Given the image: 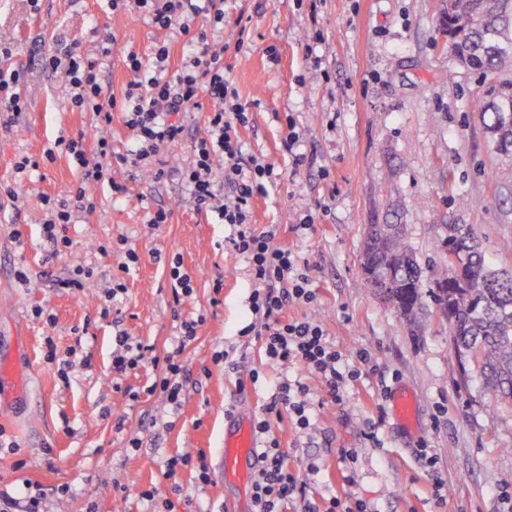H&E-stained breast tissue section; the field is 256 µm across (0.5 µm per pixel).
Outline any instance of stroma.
<instances>
[{"mask_svg": "<svg viewBox=\"0 0 512 512\" xmlns=\"http://www.w3.org/2000/svg\"><path fill=\"white\" fill-rule=\"evenodd\" d=\"M446 0H223L224 21L194 18L209 28L212 47H224V74L248 113L237 125L242 160L265 157L278 174L256 196L251 222L275 227V244L294 250L316 291L309 304L285 313L322 325L347 359L371 356L344 404L324 400L302 366L269 365L258 339L240 336L250 324L253 282L226 243L231 229L216 214L197 210L183 183L197 156L208 117L217 108L207 92L180 113L181 139L162 147V177L129 180L112 164L109 182L87 187L91 209L77 210L63 233L71 245L55 250L43 235V197L60 200L80 172L64 150L45 152L59 138L83 137L93 148L107 135L113 154L133 142L125 114L104 122L73 110L63 82L42 55L72 52L101 58L104 95L123 100L132 74L128 52L151 63L168 45L169 74L184 53L179 33L145 15L112 9L110 0H0V43L12 50L8 68L23 71L19 116L0 114V185L21 183L23 200L0 198V363L19 365L16 380H0V490L22 496L26 483L43 486L46 512H154L141 490L157 489L176 512H253L252 490L219 466L224 416L265 417L280 382L310 387L315 428L296 433L288 418L271 419L290 468L320 471L308 494L351 489L373 512H432L433 480L441 478L447 512H512L502 496L512 485V404H493L476 370L462 372L451 352L448 326L426 310L417 333L402 326L394 307L362 285L360 255L366 225L403 224L422 261L437 259L440 225L469 224L487 261L512 271V191L497 174L498 157L477 107L490 79L459 66L448 48L441 16ZM244 45H237V38ZM453 81H446L447 73ZM300 138L283 147L288 127ZM35 167L17 171L22 158ZM448 179H441L440 170ZM125 184L116 195L111 182ZM168 223L148 222L156 210ZM312 216L298 232L300 218ZM138 262L125 293L105 301L104 289L127 250ZM193 282L174 299L173 258ZM89 271L83 288L57 287L75 268ZM26 280H19L17 271ZM197 324L180 356L179 410L147 388L165 374L154 357L175 347L182 321ZM127 332L147 348L139 367L112 372L114 336ZM233 348L238 369L214 361ZM90 357L91 368L81 360ZM73 364L60 377L61 360ZM257 382H249L250 370ZM246 387H239V379ZM415 401L414 422L402 426L394 403ZM141 445L134 448L130 437ZM436 459L428 474L421 444ZM358 451L354 471L339 457ZM204 452L210 482L197 488V471L163 463ZM352 484H345V476Z\"/></svg>", "mask_w": 512, "mask_h": 512, "instance_id": "35a3bbf8", "label": "stroma"}]
</instances>
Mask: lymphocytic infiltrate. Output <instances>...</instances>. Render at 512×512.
I'll return each mask as SVG.
<instances>
[{"label": "lymphocytic infiltrate", "mask_w": 512, "mask_h": 512, "mask_svg": "<svg viewBox=\"0 0 512 512\" xmlns=\"http://www.w3.org/2000/svg\"><path fill=\"white\" fill-rule=\"evenodd\" d=\"M122 7L145 10L153 24L163 29H176L186 39V63L173 78H165L169 51L160 47L151 68H144L136 55H129L128 67L133 81L123 101L102 94L97 81L98 61L71 54L46 55L45 69L63 74L70 88V100L76 107L89 109L110 118L114 109L127 114V125L136 139L131 149L113 155L107 137H100L96 161H89L83 139L69 140L65 150L82 168L81 181L73 191L77 202H84L86 186L105 179L112 163L128 166L133 176L151 173V160L161 146L177 142L184 127L176 113L196 107L201 90H208L217 104L209 119L208 135L201 139L197 159L183 179L197 210L212 211L228 224L232 233L230 249L248 264L254 282L250 300L253 322L242 328L245 336L261 341L269 363L301 365L317 378L322 391L335 403H343L348 386L356 381L359 364L370 361L367 351H359L358 366L345 362L342 353L330 342L321 325L309 320L285 316L284 309L293 303H311L315 292L310 278L303 272L298 255L289 248L273 244V232H256L250 223L255 196L265 192L274 175V166L264 159L251 160L252 178L242 176L238 159L242 146L233 132L234 124L245 121L238 93L224 76V53L211 49L205 29L192 28L187 9L192 0H120ZM224 162V182L232 193L223 196L213 178L216 160ZM269 414L287 415L295 430L310 433L314 425L310 389L301 381L280 383L266 407ZM265 440L258 448L260 467L252 482L254 512H281L284 502L299 500L302 512H372L363 501L335 495L321 500L308 499L306 482L289 468L276 439L270 438L266 419L256 424Z\"/></svg>", "instance_id": "1"}]
</instances>
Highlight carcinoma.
<instances>
[{
    "mask_svg": "<svg viewBox=\"0 0 512 512\" xmlns=\"http://www.w3.org/2000/svg\"><path fill=\"white\" fill-rule=\"evenodd\" d=\"M448 42L459 62L494 77L489 100L478 105L497 154L512 160V0H448ZM458 257L453 266L446 252ZM361 268H372L373 288L390 278L409 290L393 302L401 323L415 331L424 305V281L435 310L446 314L451 349L456 357H472L483 384L499 400L512 401V273L494 269L482 242L468 224H442L438 262L424 267L406 238L404 224L367 225Z\"/></svg>",
    "mask_w": 512,
    "mask_h": 512,
    "instance_id": "cac0c4a2",
    "label": "carcinoma"
}]
</instances>
